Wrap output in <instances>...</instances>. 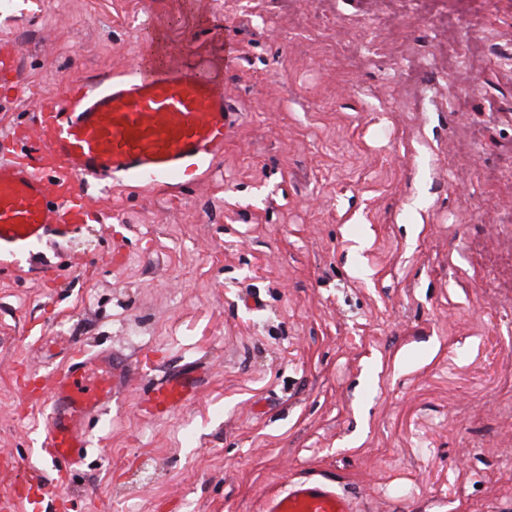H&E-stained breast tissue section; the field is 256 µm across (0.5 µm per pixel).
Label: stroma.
I'll return each instance as SVG.
<instances>
[{
    "instance_id": "35a3bbf8",
    "label": "stroma",
    "mask_w": 512,
    "mask_h": 512,
    "mask_svg": "<svg viewBox=\"0 0 512 512\" xmlns=\"http://www.w3.org/2000/svg\"><path fill=\"white\" fill-rule=\"evenodd\" d=\"M0 0V160L45 95L157 31L233 46L224 151L176 187L90 184L102 222L0 258V459L39 464L71 347L130 378L40 512H259L284 479L359 512H512V0ZM208 366L138 414L146 382ZM206 377L201 365H191L147 383L142 411L151 416H165L194 399Z\"/></svg>"
}]
</instances>
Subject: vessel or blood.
<instances>
[{
    "label": "vessel or blood",
    "mask_w": 512,
    "mask_h": 512,
    "mask_svg": "<svg viewBox=\"0 0 512 512\" xmlns=\"http://www.w3.org/2000/svg\"><path fill=\"white\" fill-rule=\"evenodd\" d=\"M39 123L41 133L22 160L0 163V255L50 235L67 238L91 220L72 200L74 177L174 180L223 152L231 127L223 84L178 57L163 69L143 62L127 78L86 87L67 107L40 114ZM205 377L203 366L191 365L148 382L143 411L171 413L194 399ZM125 382V367L112 355L73 353L48 398L43 464L16 482V497L39 505L46 471L68 473L80 464L87 422L109 408ZM261 512H357V506L328 481L294 478L265 496Z\"/></svg>",
    "instance_id": "b4317fda"
}]
</instances>
